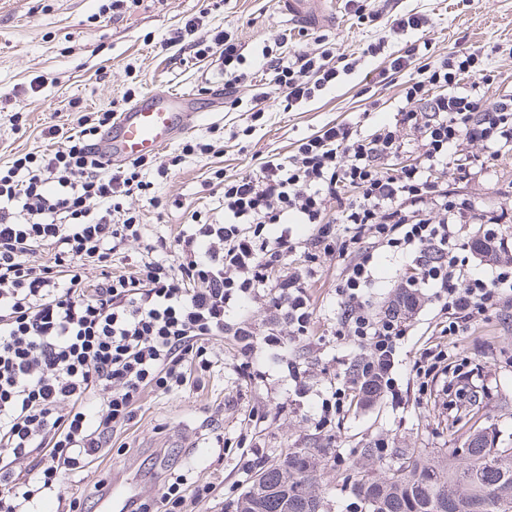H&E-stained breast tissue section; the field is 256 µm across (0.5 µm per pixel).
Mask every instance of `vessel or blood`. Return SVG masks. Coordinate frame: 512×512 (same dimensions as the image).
<instances>
[{"mask_svg":"<svg viewBox=\"0 0 512 512\" xmlns=\"http://www.w3.org/2000/svg\"><path fill=\"white\" fill-rule=\"evenodd\" d=\"M281 11L293 21L321 25L330 21L328 10L315 8L313 0H277ZM190 94L156 91L140 97L126 110L116 113L110 128L100 137L97 150L112 163L120 164L156 154L171 143L176 130L192 127L197 118L191 112ZM139 495L135 486L113 479L96 502L97 512H130Z\"/></svg>","mask_w":512,"mask_h":512,"instance_id":"vessel-or-blood-1","label":"vessel or blood"}]
</instances>
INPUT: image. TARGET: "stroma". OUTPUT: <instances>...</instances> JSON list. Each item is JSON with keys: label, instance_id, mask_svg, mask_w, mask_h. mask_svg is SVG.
Wrapping results in <instances>:
<instances>
[{"label": "stroma", "instance_id": "35a3bbf8", "mask_svg": "<svg viewBox=\"0 0 512 512\" xmlns=\"http://www.w3.org/2000/svg\"><path fill=\"white\" fill-rule=\"evenodd\" d=\"M106 0H0V96L24 108L27 125L14 129L9 110L0 111V164L14 153L49 148L43 131L58 124L65 130L77 125L71 101L86 111L127 107L128 97L156 90L193 94L201 112L192 136L210 139L212 126H220L223 154L186 158L155 193L163 202L154 208L132 199L151 232L175 235L193 212L212 214L218 205L209 186L216 169L226 174H246L273 154H290L296 142L330 122L363 120L367 98L379 99L380 111L372 120L390 121L401 103V76L377 81L371 60L300 107L287 108L277 91H269L262 105L265 113L252 120L248 110L256 102L259 75L237 84L235 104L225 103L217 89L224 74L214 57H200L190 42L168 45L173 29L188 17L202 15L197 40L208 39L217 29L232 28L245 45L247 59L263 46L290 55L305 50L322 52L334 45L345 53H360L363 46L387 37L390 49H399L404 37L384 23L360 22L345 0H334L336 21L314 27L288 24L275 0H134L126 10L102 12ZM383 15L417 12L432 26L427 35L436 55L466 44L491 50L495 74L485 97L495 100L512 93V0H375ZM484 175L460 179L449 175L444 187L450 196L469 198L477 210L501 217L500 230L512 239V218L502 213L501 193L512 188V151L486 163ZM381 281L369 290L373 312L384 314L406 278L402 259L377 253ZM341 262L320 257L311 283L316 319L308 336L290 345L292 357L306 372L312 389L302 403H293V385L285 367L266 350H258L263 379L246 382L234 367L239 354L233 342L218 340L214 349L219 363L201 389L170 396L146 395L142 415L122 437L123 449L96 460L79 475L65 479L66 491L94 499L99 480L124 474L136 478L141 498L156 500L160 491L150 470L161 452L178 458V471L188 482L211 481L217 486L214 500L198 504L194 512H235L249 481L241 474L240 460L260 444L261 466L283 459L287 449L319 451L318 483L330 512H355V498L344 477L351 470L374 474L397 465L405 448L436 451L461 446L467 434L491 428L498 446L512 448V306L487 315L455 335H442L439 306L430 290H423L418 307L408 315V333L395 358L393 377L397 394H383L376 402L345 408L330 426L319 430L315 416L318 393L331 392L352 376L354 364L371 356L370 345L353 338L336 339L332 330L338 317L336 278ZM445 352L429 375L418 374L426 353ZM478 368L482 379L494 387L465 430L448 426V406L441 388L453 367ZM223 434V449H214L216 434ZM382 444L377 456H357V448Z\"/></svg>", "mask_w": 512, "mask_h": 512}]
</instances>
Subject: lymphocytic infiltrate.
Segmentation results:
<instances>
[{"instance_id":"lymphocytic-infiltrate-1","label":"lymphocytic infiltrate","mask_w":512,"mask_h":512,"mask_svg":"<svg viewBox=\"0 0 512 512\" xmlns=\"http://www.w3.org/2000/svg\"><path fill=\"white\" fill-rule=\"evenodd\" d=\"M388 24L412 40L390 53L378 40L361 57L386 55L380 78L406 74L393 121L329 123L251 173L215 170L220 219L192 214L173 237L151 234L124 202L139 197L161 207L153 180L167 179L187 157L217 154L214 142L188 140L175 152L115 166L92 149L112 121L107 109L82 113L70 135L48 126V138H65L64 147L0 168V512H37L46 498L56 500L57 512H83L65 492V476L111 452L144 394L201 386L215 366V340L232 338L235 371L246 380L263 375L258 347L275 351L295 395L307 397L287 340L308 335L315 321L310 282L320 256L342 262L334 336L373 349L346 388L322 398L321 428L364 378L378 376L390 393L396 387L392 371L407 326L395 312L373 315L363 301L379 276L377 250L409 264L410 297L432 289L448 333L512 304V263L484 276L461 256L471 224L492 247L502 240L499 222L477 221L468 200L440 187L449 167L472 175L463 160L469 149L495 158L512 148V94L487 102L494 74L484 50L459 46L429 59L430 43L418 36L429 26L424 15L399 14ZM360 59L329 49L283 58L265 48L258 68L293 107L335 86ZM408 150L412 162L394 165ZM127 242L140 247L135 270L118 274ZM45 245L55 249L51 261H33ZM301 251L306 265L290 269ZM88 264L100 270L96 281L85 275ZM258 304L270 315L262 334L246 316ZM23 458L31 464L25 472L15 467ZM182 484L164 470L156 512H187L188 503L209 502L215 492L209 483L188 492Z\"/></svg>"}]
</instances>
